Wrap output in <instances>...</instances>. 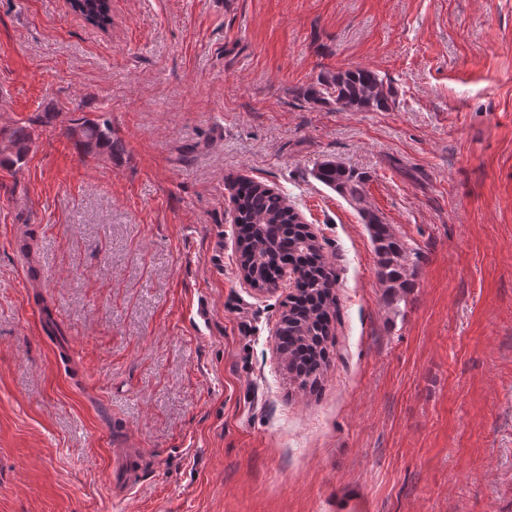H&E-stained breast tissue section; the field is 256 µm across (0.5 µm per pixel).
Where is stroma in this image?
<instances>
[{"label":"stroma","instance_id":"stroma-1","mask_svg":"<svg viewBox=\"0 0 512 512\" xmlns=\"http://www.w3.org/2000/svg\"><path fill=\"white\" fill-rule=\"evenodd\" d=\"M0 0V512H512V0ZM366 66L387 112L306 103ZM81 118L112 154L81 155ZM420 260L388 302L359 208ZM337 275L314 389L239 270L228 179ZM134 449L127 470L112 457ZM71 9L80 14L86 22L106 29L112 21L111 3L101 1L111 0H69ZM76 2V3H72ZM76 149L84 156L108 152L112 154V127L107 120L85 119L70 128ZM31 134L25 126L9 130H0V164L3 160L12 165L20 164L25 159L31 144ZM312 175L326 187L359 205L366 202V184L369 180L366 173L346 167L335 160H324L316 164Z\"/></svg>","mask_w":512,"mask_h":512}]
</instances>
